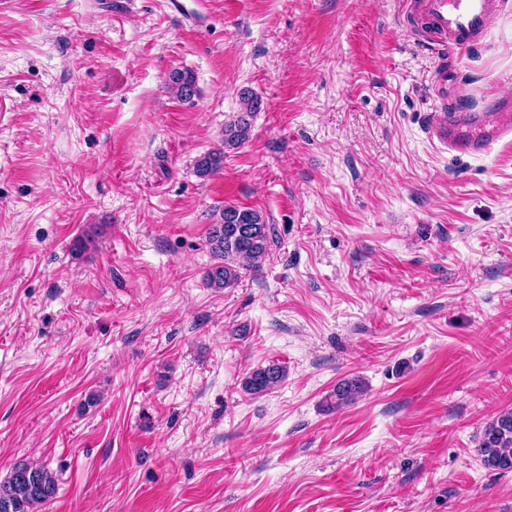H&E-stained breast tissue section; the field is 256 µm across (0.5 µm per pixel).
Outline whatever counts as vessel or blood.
I'll return each instance as SVG.
<instances>
[{
    "mask_svg": "<svg viewBox=\"0 0 512 512\" xmlns=\"http://www.w3.org/2000/svg\"><path fill=\"white\" fill-rule=\"evenodd\" d=\"M420 6L449 49L464 50L484 33L496 0H421ZM427 135L443 153L485 154L495 144L512 139V98H498L476 111L443 109Z\"/></svg>",
    "mask_w": 512,
    "mask_h": 512,
    "instance_id": "obj_1",
    "label": "vessel or blood"
}]
</instances>
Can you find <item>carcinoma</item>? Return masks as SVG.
Segmentation results:
<instances>
[{
  "mask_svg": "<svg viewBox=\"0 0 512 512\" xmlns=\"http://www.w3.org/2000/svg\"><path fill=\"white\" fill-rule=\"evenodd\" d=\"M169 86L175 96L189 100L196 94L193 75L175 70L169 75ZM242 109L236 118L224 125L222 147L213 149L196 161V173L209 176L224 166V149L235 148L250 135V119L260 111L262 101L252 92L241 93ZM208 244L215 258L206 272L209 288H230L242 278V270L262 265L274 244V227L265 222L259 212L239 206L219 209L215 224L208 233ZM287 377L286 366L272 361L247 374L242 387L250 395H263L280 386ZM365 392L358 377L344 378L336 384L327 404L340 408L353 404ZM484 466L512 472V409L497 413L486 425L481 441L475 448ZM57 479L46 467L18 462L10 473L0 479V512H38V508L55 497Z\"/></svg>",
  "mask_w": 512,
  "mask_h": 512,
  "instance_id": "cac0c4a2",
  "label": "carcinoma"
}]
</instances>
